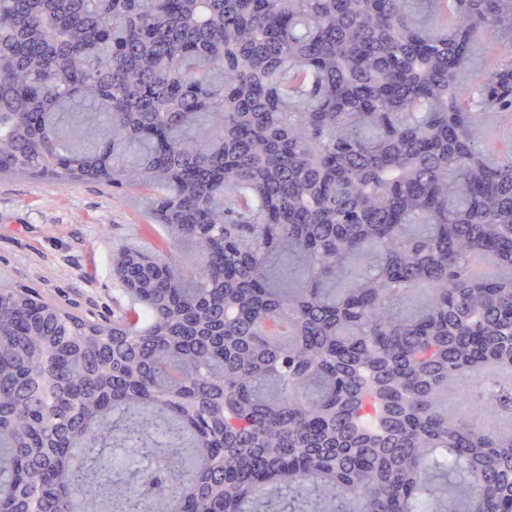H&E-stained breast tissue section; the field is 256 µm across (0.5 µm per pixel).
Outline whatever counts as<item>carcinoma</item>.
I'll return each mask as SVG.
<instances>
[{"label": "carcinoma", "mask_w": 512, "mask_h": 512, "mask_svg": "<svg viewBox=\"0 0 512 512\" xmlns=\"http://www.w3.org/2000/svg\"><path fill=\"white\" fill-rule=\"evenodd\" d=\"M17 174L164 249L110 320L0 283V512H512L441 402L512 418V0H0Z\"/></svg>", "instance_id": "carcinoma-1"}]
</instances>
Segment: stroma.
I'll return each mask as SVG.
<instances>
[{
    "instance_id": "1",
    "label": "stroma",
    "mask_w": 512,
    "mask_h": 512,
    "mask_svg": "<svg viewBox=\"0 0 512 512\" xmlns=\"http://www.w3.org/2000/svg\"><path fill=\"white\" fill-rule=\"evenodd\" d=\"M120 243L160 248L138 192L123 195L95 182L0 177V280L34 288L68 309L111 315L116 283L112 249ZM470 378L449 387L448 413L489 433L512 430L488 407L459 406Z\"/></svg>"
}]
</instances>
